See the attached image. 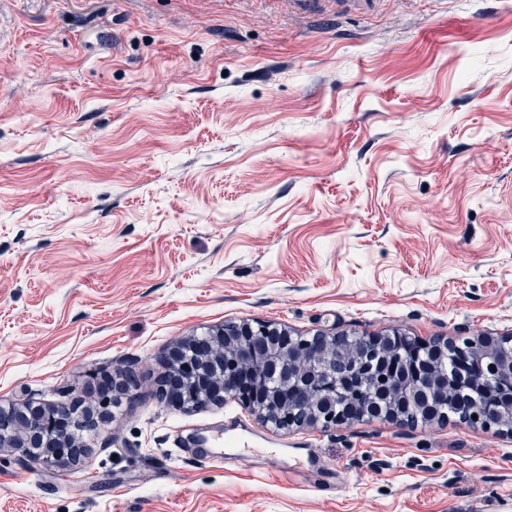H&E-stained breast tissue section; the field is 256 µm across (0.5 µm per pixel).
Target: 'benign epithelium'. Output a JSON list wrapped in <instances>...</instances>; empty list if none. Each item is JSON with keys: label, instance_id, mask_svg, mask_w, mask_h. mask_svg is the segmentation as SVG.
I'll return each mask as SVG.
<instances>
[{"label": "benign epithelium", "instance_id": "1", "mask_svg": "<svg viewBox=\"0 0 512 512\" xmlns=\"http://www.w3.org/2000/svg\"><path fill=\"white\" fill-rule=\"evenodd\" d=\"M216 346L214 357L226 372L214 375L205 369L207 360L191 361L186 351L195 347L190 337L172 348L168 357L169 372L159 385L160 396L179 406L192 407L197 399L220 403L231 396L241 399L266 424L276 428L303 427L322 421L333 423L350 419L347 409L358 406L352 399L339 402L342 383L336 381V370L329 367L319 347H312L302 363L296 357L305 339L285 328L271 325L254 327L248 323L222 329L210 336ZM406 341L399 334L371 339V352L382 355L403 352ZM473 351L459 360L464 378L489 369L497 374V384L488 392L483 413L469 419V424L495 425L512 430V339L484 335L472 341ZM412 366L403 362L401 377L396 381L399 407L390 418H399L398 408L407 407L426 415V421H441L435 413L436 400L448 394V376L435 367L426 370L421 380L407 375ZM274 373L288 384L282 392L264 388V372ZM21 415L0 412V447L56 448V464L69 467L83 455L68 437L75 414L40 405H26Z\"/></svg>", "mask_w": 512, "mask_h": 512}]
</instances>
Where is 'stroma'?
I'll list each match as a JSON object with an SVG mask.
<instances>
[{
  "instance_id": "stroma-1",
  "label": "stroma",
  "mask_w": 512,
  "mask_h": 512,
  "mask_svg": "<svg viewBox=\"0 0 512 512\" xmlns=\"http://www.w3.org/2000/svg\"><path fill=\"white\" fill-rule=\"evenodd\" d=\"M512 336V0H0V407L98 410L0 512H474L512 434L263 425L159 381L227 324ZM245 429L209 460L196 435Z\"/></svg>"
}]
</instances>
